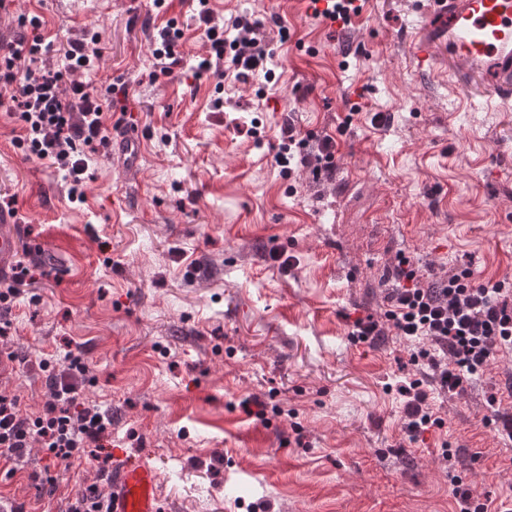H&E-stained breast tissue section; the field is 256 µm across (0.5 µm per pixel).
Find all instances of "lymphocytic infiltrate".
Instances as JSON below:
<instances>
[{"label":"lymphocytic infiltrate","mask_w":512,"mask_h":512,"mask_svg":"<svg viewBox=\"0 0 512 512\" xmlns=\"http://www.w3.org/2000/svg\"><path fill=\"white\" fill-rule=\"evenodd\" d=\"M208 51L195 68L234 73L244 78L273 59L270 41L258 19L244 14L230 24H213L209 0H195ZM18 37L0 40V107L15 116L23 133L15 143L26 156L50 161L70 181L71 201L84 202L83 176L89 153L109 147L112 127L104 115V99L89 91L79 73L92 67L99 55L95 32L83 39L60 43L46 37L39 16H20ZM56 66H45L46 58ZM278 161L284 175L292 162L313 175L332 170L336 141L323 136L316 151L306 148L293 122L281 128ZM383 320L356 319L354 340L375 342L387 332L419 342L416 359L427 362L443 389L464 391L467 384L491 366L499 354L512 353V286L505 282H476L464 269L423 286L410 258L399 257L390 278ZM49 399L41 412L23 409L18 396L0 388V460L6 476L24 464L31 448H42L47 459L66 466L100 459L112 437V415L89 400L84 386L87 364L73 350L44 361ZM404 397V431L414 438L441 425L428 402L420 379L400 386Z\"/></svg>","instance_id":"1"}]
</instances>
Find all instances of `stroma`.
Masks as SVG:
<instances>
[{"label": "stroma", "instance_id": "35a3bbf8", "mask_svg": "<svg viewBox=\"0 0 512 512\" xmlns=\"http://www.w3.org/2000/svg\"><path fill=\"white\" fill-rule=\"evenodd\" d=\"M107 3L0 10L1 39L22 13L60 41L95 28L90 90L127 85L112 116L145 133L136 171L107 154L90 162L79 204L51 162L15 147L19 126L0 109V186L16 196L15 257L34 277L8 313L18 358L0 362V383L40 411V360L79 350L88 399L111 411L113 446L156 469L165 512H456L452 471L473 495L512 494V445L489 404L512 385V354L463 393L431 386L444 425L412 440L399 387L427 365L400 337L349 335L356 318L382 319L401 255L427 281L467 268L512 283V108L417 71L411 38L428 0H365L336 28L305 0H210L217 22L251 14L271 41L273 76L244 82L194 69L206 45L191 0ZM170 20L184 63L164 73L151 36ZM288 118L309 143L335 137L331 174L282 176ZM252 396L273 412L247 415ZM43 470L66 495H40L29 475ZM91 486L107 490L98 462L50 468L35 447L0 495L66 512Z\"/></svg>", "mask_w": 512, "mask_h": 512}]
</instances>
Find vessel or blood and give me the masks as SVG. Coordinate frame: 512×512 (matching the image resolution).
<instances>
[{
    "mask_svg": "<svg viewBox=\"0 0 512 512\" xmlns=\"http://www.w3.org/2000/svg\"><path fill=\"white\" fill-rule=\"evenodd\" d=\"M424 35L413 55L422 71L432 70L439 48L448 51V72L461 83L487 87L500 103L512 102V0H430ZM143 134L130 130L120 136L114 155L127 171L137 170ZM18 226L0 216V281L13 274ZM106 479L103 512H162L157 473L135 455L115 449Z\"/></svg>",
    "mask_w": 512,
    "mask_h": 512,
    "instance_id": "vessel-or-blood-1",
    "label": "vessel or blood"
}]
</instances>
